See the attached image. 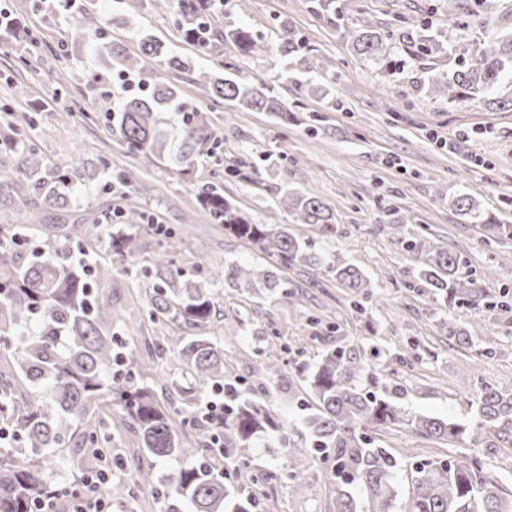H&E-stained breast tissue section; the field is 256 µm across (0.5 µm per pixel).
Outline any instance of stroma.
Returning a JSON list of instances; mask_svg holds the SVG:
<instances>
[{
	"label": "stroma",
	"mask_w": 512,
	"mask_h": 512,
	"mask_svg": "<svg viewBox=\"0 0 512 512\" xmlns=\"http://www.w3.org/2000/svg\"><path fill=\"white\" fill-rule=\"evenodd\" d=\"M63 2L45 0L37 8L33 0H7L33 38L0 45V104L19 111L30 100L45 102L33 130L44 159L67 165L102 156L113 170L146 184L148 192L136 204L175 229L173 251L183 269L191 267V252L203 250L214 261L237 260L263 270L265 255L226 236L165 169L125 155L104 126L58 121V112L76 98L91 100L99 112L112 107L111 97L87 92L91 75L105 66L86 51ZM106 4L116 20L112 38L128 53L138 54L131 31L142 27L180 57L198 58L181 42L172 18L156 14L149 0ZM446 10L445 0H349L347 26L369 22L402 32L391 51L396 61L391 75L360 58L340 31L315 18L308 0H248L245 10L225 11L222 24H248L258 49L243 57L228 46L222 56L203 60L206 68L274 84L296 121L283 130L267 113L205 101L223 145L220 163L199 168L198 180L223 174L225 196L259 224L291 223L288 211L276 204L282 187L320 196L336 214L338 231L325 245L330 258L362 268L374 285L359 309L347 289L323 285L317 271H288L292 287L274 300L260 303L232 290L220 296L221 314L210 331L224 339V380L244 391L265 381L269 406L291 422L296 448L310 445L304 405L311 400L296 365H314L330 346L356 353L365 367L360 383L366 390L379 392L384 383L401 386L399 404L414 415L466 423L482 384L512 387V109L428 95L429 75L463 63L456 52H418L421 22L447 26ZM284 23L311 47L295 65L304 79L300 85L287 80L288 65L276 48L274 33ZM446 138L454 149L443 147ZM246 149L254 154L275 149L283 159L258 179L227 175ZM460 190L504 225L505 234L490 238L477 225L462 223L448 208L449 195ZM389 209L407 216L406 235L424 232L434 246L461 253L464 276L484 289L488 304L469 306L415 288L420 258L392 233L384 217ZM450 314L471 330L474 348L448 339L439 320ZM272 363L279 371L270 378L266 371ZM379 437L405 461L477 455L503 486L512 485V442L495 435L446 444L390 426ZM284 454L279 441L257 440L248 466L242 475H231V483L278 500L283 512H336V494L322 463H312L300 480H271Z\"/></svg>",
	"instance_id": "35a3bbf8"
}]
</instances>
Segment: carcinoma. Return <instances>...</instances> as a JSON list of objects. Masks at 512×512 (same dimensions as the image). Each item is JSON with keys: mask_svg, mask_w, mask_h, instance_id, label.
<instances>
[{"mask_svg": "<svg viewBox=\"0 0 512 512\" xmlns=\"http://www.w3.org/2000/svg\"><path fill=\"white\" fill-rule=\"evenodd\" d=\"M225 0H152L159 13H169L183 42L201 59L224 53L232 46L242 55L257 48L247 25L225 27L219 15ZM309 10L327 25L344 30L355 52L375 60L386 72L396 66L390 45L398 33L367 24L351 28L343 23L346 4L336 0H309ZM112 24L98 4H79L72 15L74 30L90 52L109 60L108 75L127 94L119 96L105 113L106 128L132 156L169 168L176 179L194 191L200 208L224 232L248 243L270 258L261 273L264 296L288 287L285 271L320 270L329 281L366 298L370 278L351 264L328 262L313 238L286 224H254L210 182L195 179L199 166L214 158L221 139L204 107L162 72L196 73L192 84L201 96L218 103L231 101L246 110L270 113L279 127L288 129L292 112L274 87L257 85L237 76L212 72L177 56L143 29L134 32L140 54L131 56L108 39ZM422 52L448 48L468 54L460 68L431 76L427 91L450 101L489 98L504 82L512 83V30L498 31L475 44L453 42L447 33L423 23ZM277 49L283 58L308 53L311 48L292 27L277 30ZM31 117L0 109V211L23 205L29 218L0 224V512H31L53 489L46 455L62 449V460L72 459L91 469L111 461L113 441L124 430L138 439L139 452L168 459L176 467L162 482L161 512H255L256 496L232 487L226 471L218 470L199 449L222 444L224 458L246 464V452L260 437L289 445L288 422L275 415L256 396L238 392L224 383V344L206 333L219 309V292L232 288L248 292L256 287L254 270L239 262L215 263L205 254L194 256L188 276L169 250L175 231L165 224H147L155 249L143 264L136 234L112 231V216L104 213L82 230L70 224L69 212L79 207L75 190L108 193L112 183L130 188L128 195L143 196L146 186L98 159L93 169L82 163L58 166L46 163L28 133ZM282 155L261 153L254 161H239L255 174L276 166ZM278 203L295 224H306L321 239L336 236V216L319 196L284 189ZM456 214L494 236L503 228L466 193L451 198ZM393 233L409 251L423 255L416 282L433 293L461 295L470 305L487 300L474 280L460 278L461 256L436 248L424 239L403 236L404 223L390 217ZM120 269L145 288L146 315L154 329L184 328L173 351L180 377L189 386L177 399L160 398L138 379V351L120 349L112 325L98 312L109 301L97 282ZM448 337L472 343L456 316L443 320ZM362 366L346 350L326 349L315 367L299 370L313 394V412L306 424L312 447L288 449L280 467L287 481L302 478L312 459L325 465L326 479L336 491V512H357L352 490L364 488V512H512V492L494 480L476 459L452 455L427 457L403 464L374 436L383 426H405L440 441H459L490 431L512 437V391L491 384L482 386L473 419L460 424L449 419L409 415L397 403L402 389L394 385L378 394L362 392L355 384ZM34 389L18 399L19 388ZM224 388V421L206 426L191 417L204 389ZM409 467L414 486L410 499L401 502L398 477Z\"/></svg>", "mask_w": 512, "mask_h": 512, "instance_id": "carcinoma-1", "label": "carcinoma"}]
</instances>
